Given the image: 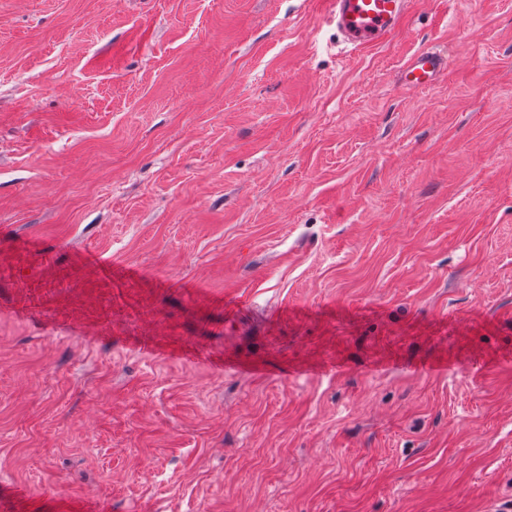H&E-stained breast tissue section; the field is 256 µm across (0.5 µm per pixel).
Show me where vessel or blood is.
I'll return each mask as SVG.
<instances>
[{"instance_id":"obj_1","label":"vessel or blood","mask_w":512,"mask_h":512,"mask_svg":"<svg viewBox=\"0 0 512 512\" xmlns=\"http://www.w3.org/2000/svg\"><path fill=\"white\" fill-rule=\"evenodd\" d=\"M329 21L338 42L347 51H358L387 40L407 16L412 0H327ZM448 70V53L434 46L412 53L399 79L407 89L434 86Z\"/></svg>"}]
</instances>
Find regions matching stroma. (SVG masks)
<instances>
[{"label": "stroma", "instance_id": "obj_1", "mask_svg": "<svg viewBox=\"0 0 512 512\" xmlns=\"http://www.w3.org/2000/svg\"><path fill=\"white\" fill-rule=\"evenodd\" d=\"M0 512H512V0H0ZM329 21L343 50L358 51L387 40L407 16L411 0H327ZM448 71V52L435 46L423 47L412 53L403 64L399 79L409 90L434 86Z\"/></svg>", "mask_w": 512, "mask_h": 512}]
</instances>
